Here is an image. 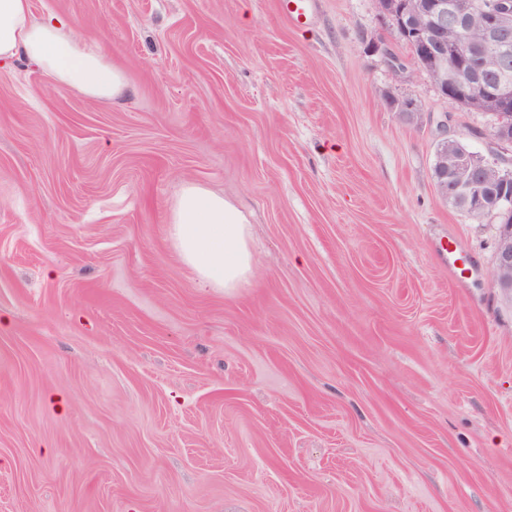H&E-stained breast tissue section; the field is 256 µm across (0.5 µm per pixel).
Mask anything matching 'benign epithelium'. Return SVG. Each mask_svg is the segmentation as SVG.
<instances>
[{"label": "benign epithelium", "mask_w": 512, "mask_h": 512, "mask_svg": "<svg viewBox=\"0 0 512 512\" xmlns=\"http://www.w3.org/2000/svg\"><path fill=\"white\" fill-rule=\"evenodd\" d=\"M380 17L389 28H397L419 51L420 69L428 75L441 98L455 108L475 111L490 109L496 122L490 131L498 145H512V89L488 85L468 65V52L448 51V29L465 30L477 24L481 38L475 46L479 54L497 59V69L508 65V45L512 41V0H482L472 11L467 0H425L408 8L407 0H378ZM387 60L395 78H403L405 65L385 41L374 45ZM391 111L404 122L419 118L413 100L391 97ZM439 194L446 202L474 214H492L499 220V234L492 271L494 289L512 307V195L488 192L493 186L512 185V169H503L497 160L480 154L464 156L460 140L444 137L438 144L433 167Z\"/></svg>", "instance_id": "7a95c632"}]
</instances>
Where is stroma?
<instances>
[{"label": "stroma", "mask_w": 512, "mask_h": 512, "mask_svg": "<svg viewBox=\"0 0 512 512\" xmlns=\"http://www.w3.org/2000/svg\"><path fill=\"white\" fill-rule=\"evenodd\" d=\"M31 4L128 90L0 65V512H512L499 224L433 176L446 133L512 167L492 116L448 108L376 0L304 29L278 0ZM188 182L245 216L242 287L169 239Z\"/></svg>", "instance_id": "1"}]
</instances>
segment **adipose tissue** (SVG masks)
Returning <instances> with one entry per match:
<instances>
[{
  "mask_svg": "<svg viewBox=\"0 0 512 512\" xmlns=\"http://www.w3.org/2000/svg\"><path fill=\"white\" fill-rule=\"evenodd\" d=\"M23 57L55 82L95 100L120 97L124 72L104 54L89 50L67 19L35 20L31 0H0V60ZM169 237L199 278L218 288L247 282L252 268L245 218L208 189L185 183L170 206Z\"/></svg>",
  "mask_w": 512,
  "mask_h": 512,
  "instance_id": "ef3b65f1",
  "label": "adipose tissue"
}]
</instances>
